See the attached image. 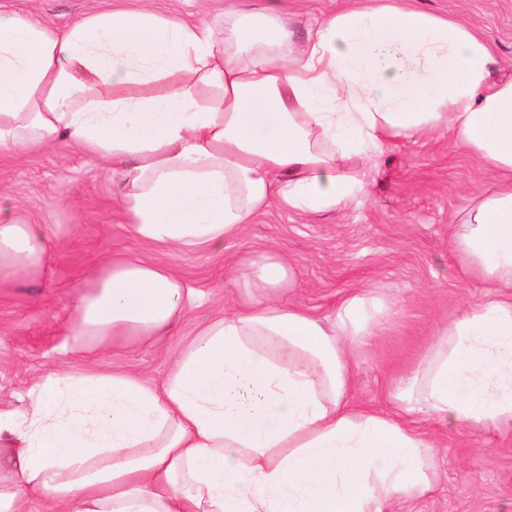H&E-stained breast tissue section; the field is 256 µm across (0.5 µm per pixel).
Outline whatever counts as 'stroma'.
Masks as SVG:
<instances>
[{
  "mask_svg": "<svg viewBox=\"0 0 512 512\" xmlns=\"http://www.w3.org/2000/svg\"><path fill=\"white\" fill-rule=\"evenodd\" d=\"M279 2L299 36L309 22L346 5ZM409 2L472 27L497 60L498 77L512 79V0ZM145 7L163 17L214 23L224 0H0L1 10L53 29L97 13ZM493 183L452 133L400 139L381 157L369 197L317 215L276 202L223 249H173L130 234L121 174L103 169L83 150L0 148V206L12 222L44 225L49 244L36 277H0V411L26 406L33 383L55 371H128L160 383L200 327L254 294L250 284L225 287L235 262L273 250L291 271L280 303L325 317L348 297L369 291L395 310L393 320L353 350L352 398L398 415L402 379L421 368L436 333L485 293L480 281L463 272L451 239L455 211ZM124 253L169 266L200 294L201 303L148 340L118 342L94 358L68 354L66 326L79 287L97 259ZM417 426L439 452L436 488L414 505H394L392 512H512V430L430 419Z\"/></svg>",
  "mask_w": 512,
  "mask_h": 512,
  "instance_id": "1",
  "label": "stroma"
}]
</instances>
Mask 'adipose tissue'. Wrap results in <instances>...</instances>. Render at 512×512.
I'll list each match as a JSON object with an SVG mask.
<instances>
[{
    "label": "adipose tissue",
    "instance_id": "1",
    "mask_svg": "<svg viewBox=\"0 0 512 512\" xmlns=\"http://www.w3.org/2000/svg\"><path fill=\"white\" fill-rule=\"evenodd\" d=\"M454 19L405 0L350 6L296 38L277 0H225L220 23L144 9L55 30L0 10V147L63 145L122 168L132 235L219 249L280 199L319 214L368 192L389 143L452 130L499 182L452 245L495 285L397 393L445 424L512 428V79ZM42 225L0 221V277L36 275ZM265 296L217 315L161 385L130 372L52 373L0 413V512H388L434 489L433 443L351 400V355L380 310L332 317L270 303L290 278L240 260ZM193 302L168 267L99 261L76 294L69 349L166 330Z\"/></svg>",
    "mask_w": 512,
    "mask_h": 512
}]
</instances>
